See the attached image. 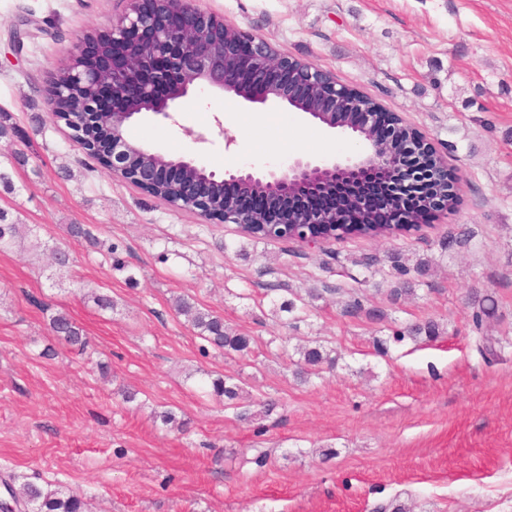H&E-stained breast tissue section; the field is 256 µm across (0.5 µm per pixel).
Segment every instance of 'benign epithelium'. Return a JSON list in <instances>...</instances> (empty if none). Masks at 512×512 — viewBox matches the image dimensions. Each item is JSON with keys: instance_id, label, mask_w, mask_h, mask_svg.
Masks as SVG:
<instances>
[{"instance_id": "7a95c632", "label": "benign epithelium", "mask_w": 512, "mask_h": 512, "mask_svg": "<svg viewBox=\"0 0 512 512\" xmlns=\"http://www.w3.org/2000/svg\"><path fill=\"white\" fill-rule=\"evenodd\" d=\"M131 7L109 30L112 47L104 52L96 40L82 44L87 65L73 73L66 87L52 85L49 101L86 84L94 87L86 120L106 125L108 135L92 145L82 140L81 120L64 119L72 130V141L86 154L101 159L112 173L139 190L170 183L178 194L167 201L176 211H190L218 224L251 223L263 216L264 223L279 230L285 223L277 202L282 198L307 195L311 201L294 210L296 219L288 234L307 246H320L344 234L358 213L381 214V224L395 227L409 222V212L389 208L383 197L361 195L356 206L336 198L331 183L373 170L396 178L393 186L410 194L430 189L423 208L427 217L448 203L459 190L448 183V164L412 131L399 151L391 150L397 129L405 127L389 116L383 128L381 110L364 96L353 97L350 88L336 82L334 75L317 65L284 57L265 39L230 26L213 14L195 8L192 0H130ZM216 93H231L250 103H294V108L331 128L349 130L357 148L351 152L318 158H296L277 171L238 169L219 178L191 161L135 167L133 159L144 146L127 138V126L144 114L163 119L193 87ZM112 101V110L104 102ZM191 169L195 177L182 181ZM235 188L236 201L217 210L211 206L216 191ZM336 224V233L319 235L314 228Z\"/></svg>"}]
</instances>
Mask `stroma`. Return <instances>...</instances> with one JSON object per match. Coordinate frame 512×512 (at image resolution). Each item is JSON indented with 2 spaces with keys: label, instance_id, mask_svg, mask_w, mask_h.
I'll use <instances>...</instances> for the list:
<instances>
[{
  "label": "stroma",
  "instance_id": "obj_1",
  "mask_svg": "<svg viewBox=\"0 0 512 512\" xmlns=\"http://www.w3.org/2000/svg\"><path fill=\"white\" fill-rule=\"evenodd\" d=\"M194 4L416 129L459 175V201L418 232L316 248L172 210L79 150L48 113L51 75L84 36L111 29L128 0H0V111L17 130L0 138V169L13 181L0 208L25 232L0 249V476L40 477L81 496L85 512H380L393 502L512 512V0ZM261 110L280 121L251 125ZM128 134L219 175L334 154L346 139L287 104L200 88L172 119L142 117ZM71 224L118 243L129 271L73 241ZM46 245L68 249L72 265L48 266ZM420 260L429 271L412 274L413 298L392 303L395 262ZM88 288L114 309H99ZM312 288L320 297L297 328L272 317L286 292L306 298ZM350 289L383 320L347 313ZM179 295L253 337L256 359L204 349L174 310ZM485 298L495 310L478 331L472 314ZM55 312L83 328L89 354L57 342ZM425 320L439 324L438 340L394 341V330ZM313 341L336 351V366L296 383L280 350ZM49 345L56 358H43ZM210 374L276 409L239 421L204 396ZM126 387L134 402L123 401ZM165 409L187 430L156 420ZM258 448L270 452L261 468L250 462Z\"/></svg>",
  "mask_w": 512,
  "mask_h": 512
}]
</instances>
